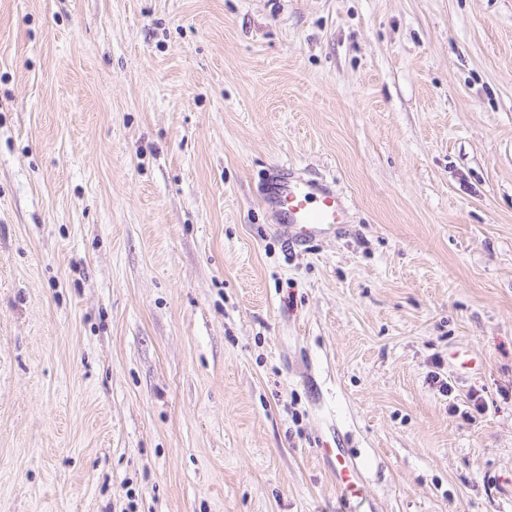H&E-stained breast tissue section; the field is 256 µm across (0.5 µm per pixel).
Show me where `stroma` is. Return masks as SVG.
Returning a JSON list of instances; mask_svg holds the SVG:
<instances>
[{
    "mask_svg": "<svg viewBox=\"0 0 512 512\" xmlns=\"http://www.w3.org/2000/svg\"><path fill=\"white\" fill-rule=\"evenodd\" d=\"M0 512H512V0H0ZM262 201L292 245L310 242L347 224L349 208L340 194L322 182L301 179L287 165L267 180ZM336 462V489L344 501L350 502L359 497L363 483L359 472L347 459L337 455Z\"/></svg>",
    "mask_w": 512,
    "mask_h": 512,
    "instance_id": "obj_1",
    "label": "stroma"
}]
</instances>
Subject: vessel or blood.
Listing matches in <instances>:
<instances>
[{"mask_svg": "<svg viewBox=\"0 0 512 512\" xmlns=\"http://www.w3.org/2000/svg\"><path fill=\"white\" fill-rule=\"evenodd\" d=\"M262 201L294 244L334 232L348 219L349 208L340 194L323 183L296 176L288 166L278 169L267 180ZM362 488L355 466L345 458H338L336 489L344 501L357 498Z\"/></svg>", "mask_w": 512, "mask_h": 512, "instance_id": "vessel-or-blood-1", "label": "vessel or blood"}]
</instances>
